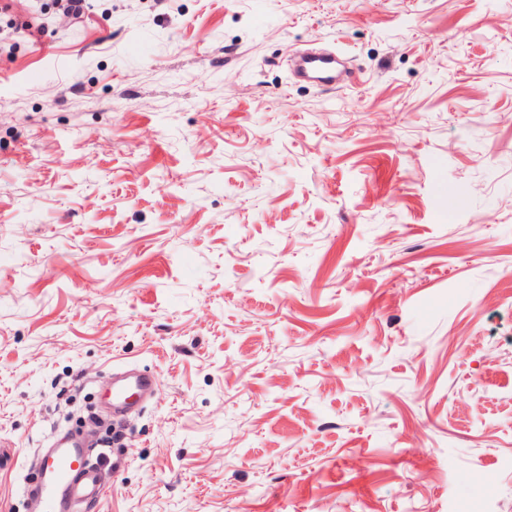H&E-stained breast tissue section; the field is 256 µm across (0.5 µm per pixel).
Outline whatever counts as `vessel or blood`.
<instances>
[{
    "label": "vessel or blood",
    "mask_w": 512,
    "mask_h": 512,
    "mask_svg": "<svg viewBox=\"0 0 512 512\" xmlns=\"http://www.w3.org/2000/svg\"><path fill=\"white\" fill-rule=\"evenodd\" d=\"M297 72L313 82L335 84L338 78L336 58L332 55L302 56ZM152 378H126L109 387L112 406L130 409L136 396L156 388ZM41 501L43 512H78L103 492L100 470L92 457L87 439L82 437L55 445L38 462V477L31 487Z\"/></svg>",
    "instance_id": "obj_1"
}]
</instances>
